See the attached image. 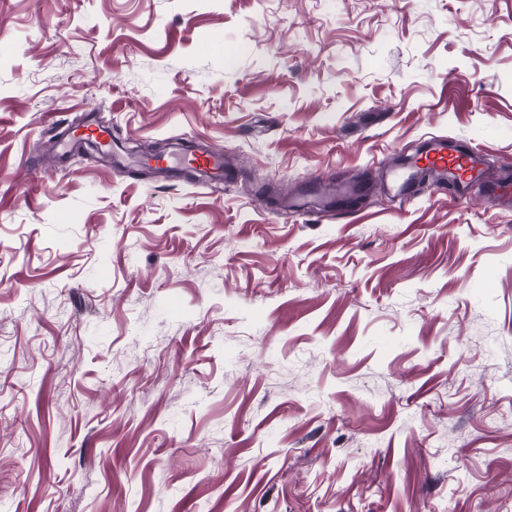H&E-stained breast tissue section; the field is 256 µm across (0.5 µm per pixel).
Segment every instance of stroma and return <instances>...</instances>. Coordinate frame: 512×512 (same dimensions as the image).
<instances>
[{
  "instance_id": "stroma-1",
  "label": "stroma",
  "mask_w": 512,
  "mask_h": 512,
  "mask_svg": "<svg viewBox=\"0 0 512 512\" xmlns=\"http://www.w3.org/2000/svg\"><path fill=\"white\" fill-rule=\"evenodd\" d=\"M433 135L512 177V0H0V512H512V208H396ZM196 166L212 172L217 177L224 175V149L223 147H212L202 151L194 157Z\"/></svg>"
}]
</instances>
